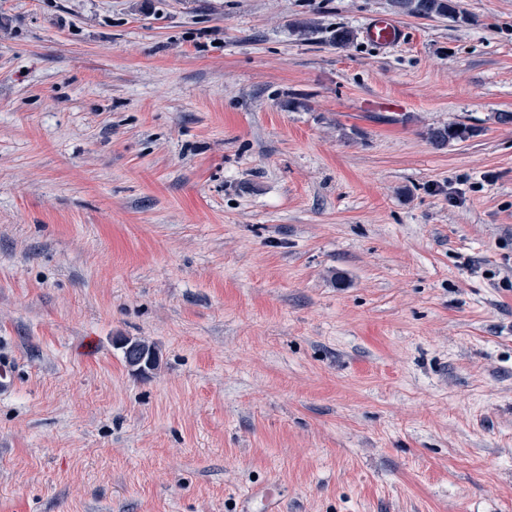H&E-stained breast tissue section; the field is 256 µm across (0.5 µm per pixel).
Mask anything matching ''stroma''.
Listing matches in <instances>:
<instances>
[{
    "label": "stroma",
    "instance_id": "35a3bbf8",
    "mask_svg": "<svg viewBox=\"0 0 512 512\" xmlns=\"http://www.w3.org/2000/svg\"><path fill=\"white\" fill-rule=\"evenodd\" d=\"M459 5L0 0V512H512V0ZM395 4L403 12L418 17L437 16L456 19L460 14L459 4L456 0H396ZM367 42L375 47L385 49L396 46L404 40L403 26L390 16L370 19L363 31ZM123 358L127 366L143 374L159 366V354L154 346L141 340L124 339L121 342Z\"/></svg>",
    "mask_w": 512,
    "mask_h": 512
}]
</instances>
